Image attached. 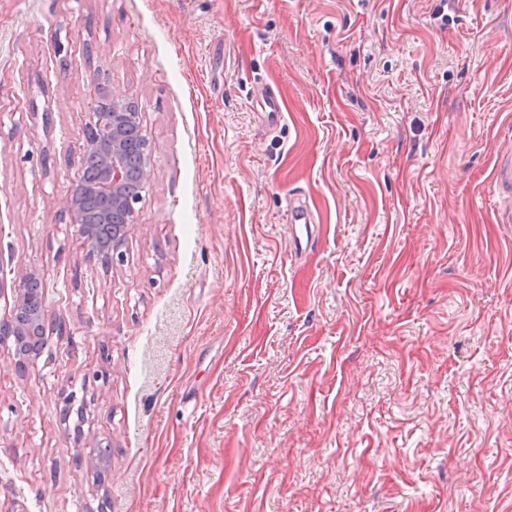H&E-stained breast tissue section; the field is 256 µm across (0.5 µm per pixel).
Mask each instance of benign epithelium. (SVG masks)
<instances>
[{
    "label": "benign epithelium",
    "instance_id": "7a95c632",
    "mask_svg": "<svg viewBox=\"0 0 512 512\" xmlns=\"http://www.w3.org/2000/svg\"><path fill=\"white\" fill-rule=\"evenodd\" d=\"M132 102V97L108 91L97 97L90 120L81 130L79 150L84 157L92 155L98 159L99 174L86 184L78 181L67 198V209L74 215V223L79 225L90 254L107 265L124 259L122 247L133 228L137 203L128 195L131 150L148 142L142 127L134 120V113L126 111ZM33 278L32 272L22 274L18 288L14 289L12 313L0 320V335L9 338L15 332L17 315L26 312L27 326L18 336V342L28 341L35 345V350L16 362L21 370L35 363L44 350L32 328L46 329L53 321L44 304L43 290L26 288Z\"/></svg>",
    "mask_w": 512,
    "mask_h": 512
}]
</instances>
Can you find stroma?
Instances as JSON below:
<instances>
[{"label":"stroma","instance_id":"obj_1","mask_svg":"<svg viewBox=\"0 0 512 512\" xmlns=\"http://www.w3.org/2000/svg\"><path fill=\"white\" fill-rule=\"evenodd\" d=\"M102 82L151 150L110 266ZM509 158L512 0H0V318L31 271L63 327L0 342V512H512ZM130 103H136L134 98L108 91L97 97L90 120L81 130L79 150L83 158L92 155L98 159L99 174L84 184L81 171L76 188L67 198V209L74 215V223L80 224L90 254L107 265L123 261L121 249L133 228L134 205L139 199L128 195L127 187L131 160L134 161L131 150L142 142L145 148L136 177L144 185L150 176L149 142L134 120L137 106ZM128 105L130 112L126 111ZM141 184L136 190L138 196ZM90 199L98 204L100 224L88 223ZM100 243H105L107 252L98 251ZM291 228L292 238L294 244L298 243L301 246L302 237L305 236L306 243L309 241V236L313 233L311 229L312 220L307 211L300 207H293L291 210Z\"/></svg>","mask_w":512,"mask_h":512}]
</instances>
